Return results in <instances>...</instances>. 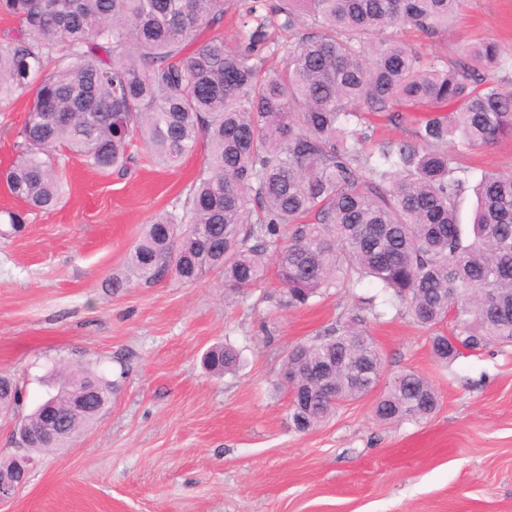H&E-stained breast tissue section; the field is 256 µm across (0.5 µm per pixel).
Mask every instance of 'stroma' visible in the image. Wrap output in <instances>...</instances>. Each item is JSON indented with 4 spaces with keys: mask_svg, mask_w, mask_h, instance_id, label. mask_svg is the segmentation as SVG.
Instances as JSON below:
<instances>
[{
    "mask_svg": "<svg viewBox=\"0 0 512 512\" xmlns=\"http://www.w3.org/2000/svg\"><path fill=\"white\" fill-rule=\"evenodd\" d=\"M395 35L441 67L464 45L494 41L512 78V0H464L447 32L430 38L407 26ZM32 103L0 112V169L14 158L16 132ZM418 112L398 122L373 117L364 153L411 139ZM205 145L180 166L138 155L126 172L99 173L79 158L54 210L28 215L0 185V375L14 379L18 413L0 414V457L14 455L13 426L48 394L61 372L88 367L118 384L107 410L82 436L36 458L26 485L0 512H512V347L465 353L449 364L433 334L404 305L384 306L368 333L383 357L381 386L413 371L438 394L422 422H379L377 394L341 407L303 433L294 428L282 378L289 349L348 320L362 283L292 306L275 270L247 297L228 300L220 273L185 284L129 277L128 255L158 214L183 205ZM469 183L512 172V137L461 151ZM126 280L112 290V279ZM241 353L236 372L202 365L217 343Z\"/></svg>",
    "mask_w": 512,
    "mask_h": 512,
    "instance_id": "obj_1",
    "label": "stroma"
}]
</instances>
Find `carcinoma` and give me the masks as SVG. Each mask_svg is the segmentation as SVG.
Returning a JSON list of instances; mask_svg holds the SVG:
<instances>
[{"label": "carcinoma", "instance_id": "1", "mask_svg": "<svg viewBox=\"0 0 512 512\" xmlns=\"http://www.w3.org/2000/svg\"><path fill=\"white\" fill-rule=\"evenodd\" d=\"M238 2L0 0V14L17 21L0 42V108L32 96L0 183L30 209L49 210L72 155L94 171L123 172L139 142L176 167L203 142L204 167L181 211L158 215L130 252L135 278L193 284L219 271L225 295L238 296L263 283L273 256L290 305L367 281L423 326L456 324L459 332L432 340L446 363L462 356L458 341L470 352L512 346V173L482 175L472 233L456 207L466 185L457 152L512 135V87L476 78L501 64L497 43L468 46L439 69L390 33L402 24L435 35L462 0H247L240 46L216 35L187 51ZM278 52L283 67L265 70ZM402 104L433 114L412 141L381 145L371 162L352 120L365 110L395 120ZM357 309L288 356L299 374V431L374 391L382 353L363 323L381 313L374 296L358 298ZM239 362L228 343L204 357L215 374ZM87 383L111 400L115 383L80 368L63 374L51 396L57 410ZM17 402L16 385L0 375V410ZM437 404L432 384L408 371L374 411L385 423L422 421ZM97 418L82 413L62 429L39 406L17 431L35 455Z\"/></svg>", "mask_w": 512, "mask_h": 512}]
</instances>
